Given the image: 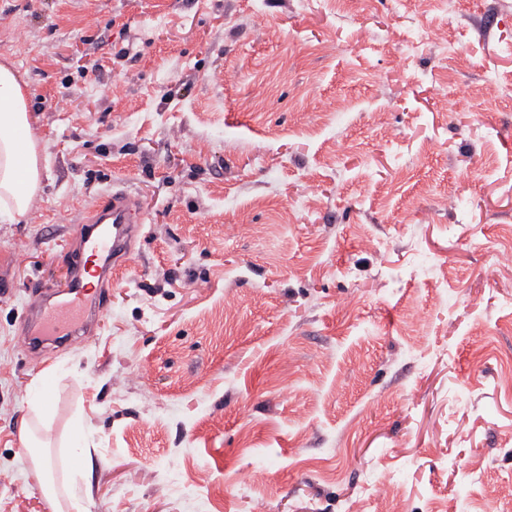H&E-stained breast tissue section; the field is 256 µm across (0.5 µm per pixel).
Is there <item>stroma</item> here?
Listing matches in <instances>:
<instances>
[{"mask_svg":"<svg viewBox=\"0 0 512 512\" xmlns=\"http://www.w3.org/2000/svg\"><path fill=\"white\" fill-rule=\"evenodd\" d=\"M4 58L43 179L0 221V512H50L44 410L90 512H512V0H0ZM116 186L95 335L30 353ZM140 200L130 191L118 187L99 208L87 213L82 224L93 229L77 238L73 252L98 263L99 291L92 294L80 274L74 271L63 290L49 289L47 284L32 285L34 298L28 307L27 324L20 336L25 347L46 336H71L83 340L92 331V322L105 309L112 280L103 273L125 265L131 259L133 243L142 233ZM61 296L54 300V297ZM23 441L25 443V447L29 448L30 450L31 463L35 471L36 477L40 481L48 506L51 509V512H56V489L54 485V480L51 478L48 472L49 468L47 466V458L44 455L43 449L38 448L41 446L38 444L33 432L30 430L24 432Z\"/></svg>","mask_w":512,"mask_h":512,"instance_id":"obj_1","label":"stroma"}]
</instances>
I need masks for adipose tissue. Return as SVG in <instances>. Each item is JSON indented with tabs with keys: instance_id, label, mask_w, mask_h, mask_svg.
I'll use <instances>...</instances> for the list:
<instances>
[{
	"instance_id": "obj_1",
	"label": "adipose tissue",
	"mask_w": 512,
	"mask_h": 512,
	"mask_svg": "<svg viewBox=\"0 0 512 512\" xmlns=\"http://www.w3.org/2000/svg\"><path fill=\"white\" fill-rule=\"evenodd\" d=\"M32 115L23 75L0 63V212L26 217L41 182V148L31 135Z\"/></svg>"
}]
</instances>
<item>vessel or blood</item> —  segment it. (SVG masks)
<instances>
[{
    "instance_id": "1",
    "label": "vessel or blood",
    "mask_w": 512,
    "mask_h": 512,
    "mask_svg": "<svg viewBox=\"0 0 512 512\" xmlns=\"http://www.w3.org/2000/svg\"><path fill=\"white\" fill-rule=\"evenodd\" d=\"M140 200L130 191L113 189L106 202L87 213L85 223L92 229L77 239L75 251L95 261L101 271L100 289L90 292L80 274H73L61 292L48 285L34 283V298L28 307L27 323L20 336L25 345L48 336L84 339L92 331V322L104 310L109 299L111 279L104 272L125 265L131 259L133 243L141 234Z\"/></svg>"
}]
</instances>
